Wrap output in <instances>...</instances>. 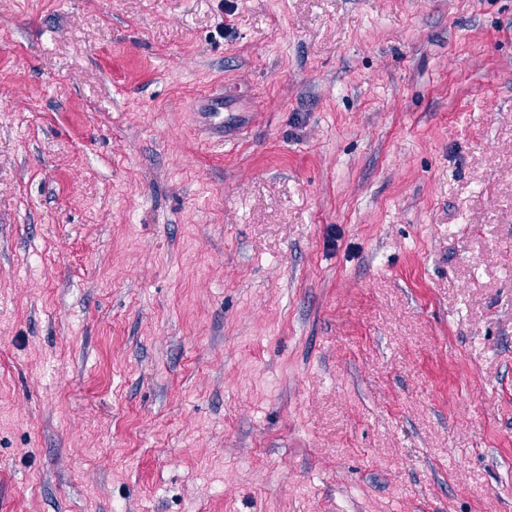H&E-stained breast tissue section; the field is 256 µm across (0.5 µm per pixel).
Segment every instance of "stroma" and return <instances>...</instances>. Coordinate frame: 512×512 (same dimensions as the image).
Here are the masks:
<instances>
[{
    "mask_svg": "<svg viewBox=\"0 0 512 512\" xmlns=\"http://www.w3.org/2000/svg\"><path fill=\"white\" fill-rule=\"evenodd\" d=\"M0 512H512V0H0Z\"/></svg>",
    "mask_w": 512,
    "mask_h": 512,
    "instance_id": "obj_1",
    "label": "stroma"
}]
</instances>
